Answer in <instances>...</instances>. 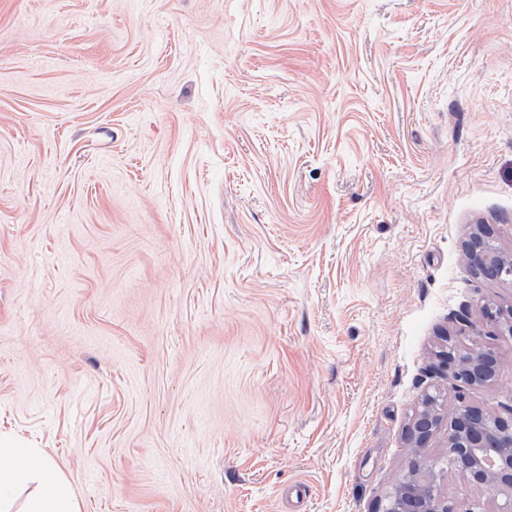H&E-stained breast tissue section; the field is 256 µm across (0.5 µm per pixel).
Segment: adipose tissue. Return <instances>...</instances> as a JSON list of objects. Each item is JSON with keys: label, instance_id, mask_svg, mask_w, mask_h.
Listing matches in <instances>:
<instances>
[{"label": "adipose tissue", "instance_id": "1", "mask_svg": "<svg viewBox=\"0 0 512 512\" xmlns=\"http://www.w3.org/2000/svg\"><path fill=\"white\" fill-rule=\"evenodd\" d=\"M23 454L25 463H17L12 443L0 444V512H11L9 505L17 489L33 481L42 490L24 512H78L71 487L59 476L51 458L37 448L24 449Z\"/></svg>", "mask_w": 512, "mask_h": 512}]
</instances>
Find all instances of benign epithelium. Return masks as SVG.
Listing matches in <instances>:
<instances>
[{"mask_svg":"<svg viewBox=\"0 0 512 512\" xmlns=\"http://www.w3.org/2000/svg\"><path fill=\"white\" fill-rule=\"evenodd\" d=\"M492 228L482 225L474 232L467 258L474 267L483 265L485 234ZM442 366L453 370L457 380L466 385L485 382L482 368L495 367L496 359L487 349L448 347L438 355ZM509 416H495L498 448L495 455L487 457L479 453L482 447L481 427L489 414L482 410L465 409L448 424V463L467 461L469 466L461 472L472 487L483 488L501 499L500 512H512V408ZM437 465L425 463L416 456L409 463V472L387 497L384 512H448V499L437 485Z\"/></svg>","mask_w":512,"mask_h":512,"instance_id":"7a95c632","label":"benign epithelium"}]
</instances>
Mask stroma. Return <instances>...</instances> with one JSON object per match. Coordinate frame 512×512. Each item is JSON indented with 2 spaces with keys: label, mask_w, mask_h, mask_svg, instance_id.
Segmentation results:
<instances>
[{
  "label": "stroma",
  "mask_w": 512,
  "mask_h": 512,
  "mask_svg": "<svg viewBox=\"0 0 512 512\" xmlns=\"http://www.w3.org/2000/svg\"><path fill=\"white\" fill-rule=\"evenodd\" d=\"M479 224L512 256V0H0V439L80 512H379L512 405ZM438 358L443 367L453 370L457 380L462 384L479 385L487 382L485 377H481L483 366L493 368L491 381L496 378V359L490 350L450 346L442 351Z\"/></svg>",
  "instance_id": "obj_1"
}]
</instances>
